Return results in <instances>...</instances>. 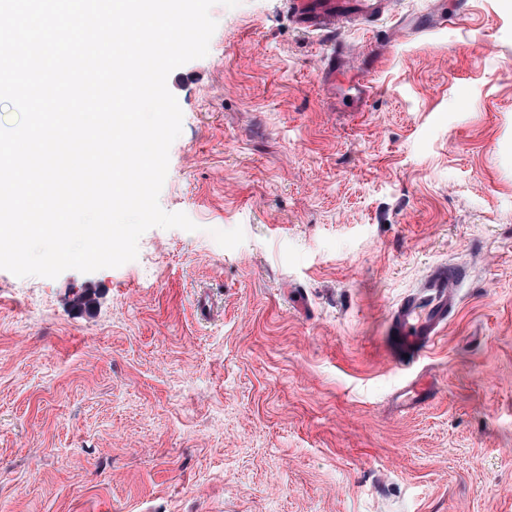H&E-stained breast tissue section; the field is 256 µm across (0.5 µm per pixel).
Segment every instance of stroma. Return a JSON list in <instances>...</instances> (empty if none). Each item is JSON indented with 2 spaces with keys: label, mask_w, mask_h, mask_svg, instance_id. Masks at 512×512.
I'll return each mask as SVG.
<instances>
[{
  "label": "stroma",
  "mask_w": 512,
  "mask_h": 512,
  "mask_svg": "<svg viewBox=\"0 0 512 512\" xmlns=\"http://www.w3.org/2000/svg\"><path fill=\"white\" fill-rule=\"evenodd\" d=\"M430 7L333 34L286 0L212 8L167 79L159 197L197 231L0 269V512H512V0L416 27ZM337 43L377 87L362 111L324 78ZM444 263L460 306L403 365L389 312ZM431 388V381L424 377L411 380L402 385L395 392V399L406 406L420 404L427 400Z\"/></svg>",
  "instance_id": "obj_1"
}]
</instances>
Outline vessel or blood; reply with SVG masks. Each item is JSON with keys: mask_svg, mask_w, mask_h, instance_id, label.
<instances>
[{"mask_svg": "<svg viewBox=\"0 0 512 512\" xmlns=\"http://www.w3.org/2000/svg\"><path fill=\"white\" fill-rule=\"evenodd\" d=\"M390 7L391 0H288L293 21L307 33L330 30L340 23L367 22L383 16ZM340 88L357 112L375 91L372 81L363 75L346 78ZM466 275L462 266L437 265L416 292L392 307L390 334L394 348L402 357H422L435 344L460 305V288ZM430 388V380L414 379L398 388L395 397L402 404L416 405L427 400Z\"/></svg>", "mask_w": 512, "mask_h": 512, "instance_id": "obj_1", "label": "vessel or blood"}]
</instances>
